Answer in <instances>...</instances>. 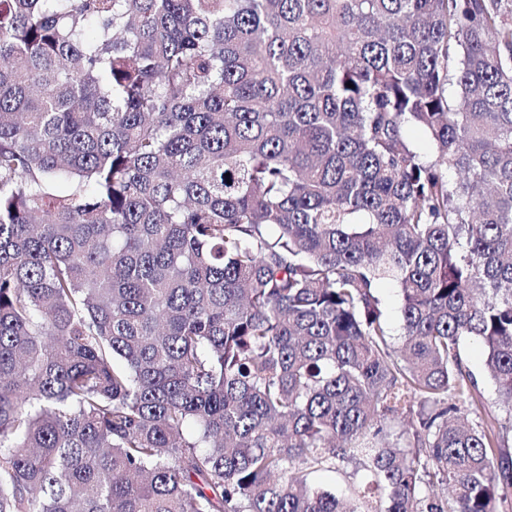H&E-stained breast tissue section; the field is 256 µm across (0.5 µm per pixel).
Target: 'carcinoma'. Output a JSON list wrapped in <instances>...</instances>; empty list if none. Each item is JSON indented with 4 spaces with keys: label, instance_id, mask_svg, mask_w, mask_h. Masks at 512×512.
I'll list each match as a JSON object with an SVG mask.
<instances>
[{
    "label": "carcinoma",
    "instance_id": "carcinoma-1",
    "mask_svg": "<svg viewBox=\"0 0 512 512\" xmlns=\"http://www.w3.org/2000/svg\"><path fill=\"white\" fill-rule=\"evenodd\" d=\"M468 338L512 417V0H0V512H499ZM379 297L389 317L393 333L395 334L396 346H398L400 344V340H398L397 336L399 334L400 296L397 289L392 284L385 283L379 288ZM356 466L353 463H345L341 466L340 473L323 472L315 476V481L328 489H338L348 494L349 486L353 481V473Z\"/></svg>",
    "mask_w": 512,
    "mask_h": 512
}]
</instances>
